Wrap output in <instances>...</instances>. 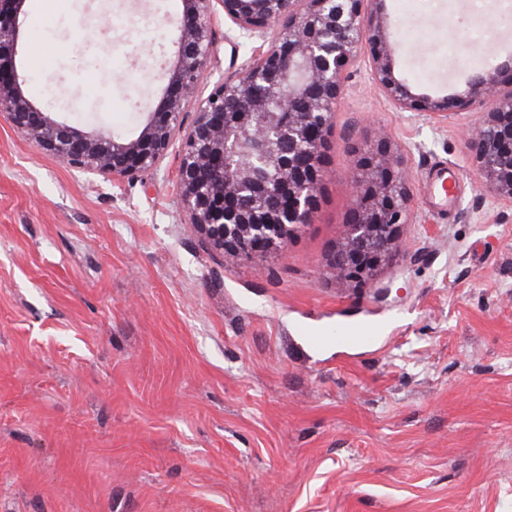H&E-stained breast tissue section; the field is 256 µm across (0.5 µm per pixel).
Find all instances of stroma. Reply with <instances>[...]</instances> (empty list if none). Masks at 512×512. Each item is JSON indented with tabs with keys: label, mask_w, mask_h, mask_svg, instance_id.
Here are the masks:
<instances>
[{
	"label": "stroma",
	"mask_w": 512,
	"mask_h": 512,
	"mask_svg": "<svg viewBox=\"0 0 512 512\" xmlns=\"http://www.w3.org/2000/svg\"><path fill=\"white\" fill-rule=\"evenodd\" d=\"M38 107L139 130L180 0H27ZM395 68L461 90L512 53L505 0H385ZM200 84L230 69L224 22ZM477 113L399 112L350 69L310 223L233 256L187 222L179 152L134 180L38 151L0 113V512H512V203L481 188ZM405 157L401 249L328 271L355 143ZM452 195L431 194L440 177ZM370 324L367 345L341 329Z\"/></svg>",
	"instance_id": "stroma-1"
}]
</instances>
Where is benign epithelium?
Returning <instances> with one entry per match:
<instances>
[{
    "mask_svg": "<svg viewBox=\"0 0 512 512\" xmlns=\"http://www.w3.org/2000/svg\"><path fill=\"white\" fill-rule=\"evenodd\" d=\"M25 2L0 0V112L39 151L114 179L137 178L179 144L188 223L212 249L283 248L309 222L345 76L362 58L400 112H480L467 152L489 196L512 203V56L472 74L461 94H421L395 71L382 0H182L174 60L160 74L165 91L134 138L77 128L31 101L16 59ZM217 8L238 68L202 98ZM266 36L237 63L241 40ZM191 105L195 118L186 128ZM355 156L351 216L330 260L344 286L373 279L398 251L407 217L402 156L380 134Z\"/></svg>",
    "mask_w": 512,
    "mask_h": 512,
    "instance_id": "obj_1",
    "label": "benign epithelium"
}]
</instances>
